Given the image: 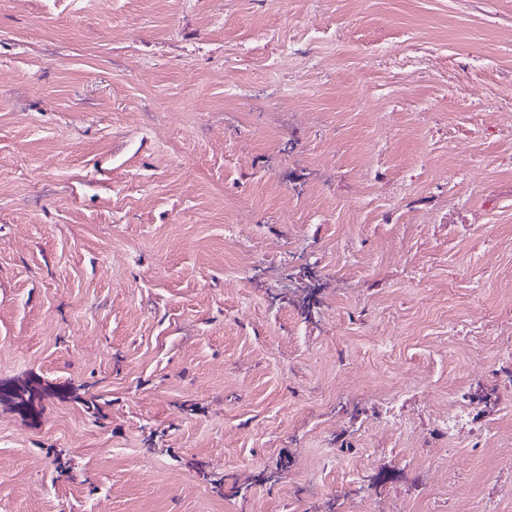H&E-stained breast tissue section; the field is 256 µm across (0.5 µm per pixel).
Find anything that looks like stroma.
<instances>
[{"instance_id": "35a3bbf8", "label": "stroma", "mask_w": 512, "mask_h": 512, "mask_svg": "<svg viewBox=\"0 0 512 512\" xmlns=\"http://www.w3.org/2000/svg\"><path fill=\"white\" fill-rule=\"evenodd\" d=\"M28 376L0 512H512V0H0Z\"/></svg>"}]
</instances>
